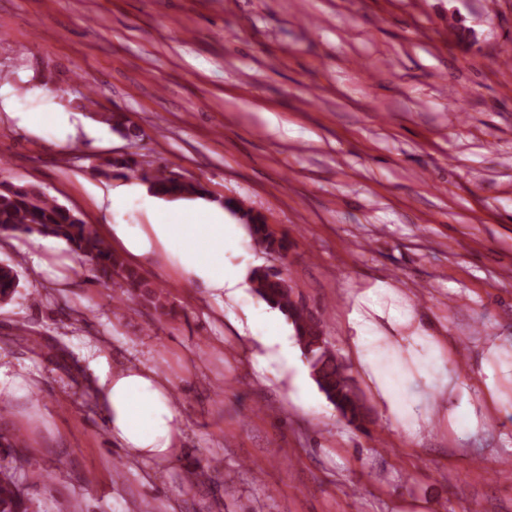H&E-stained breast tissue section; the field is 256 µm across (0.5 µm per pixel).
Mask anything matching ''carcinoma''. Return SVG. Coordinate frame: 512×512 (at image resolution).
Returning a JSON list of instances; mask_svg holds the SVG:
<instances>
[{
    "mask_svg": "<svg viewBox=\"0 0 512 512\" xmlns=\"http://www.w3.org/2000/svg\"><path fill=\"white\" fill-rule=\"evenodd\" d=\"M102 175L115 171H136V161L108 158L94 167ZM154 196L166 199H188L204 195V188L193 182L170 178L163 173L145 176ZM252 239L272 253L288 250L285 238L274 234L264 216L238 208ZM0 233L8 235H40L64 240L80 263L93 266L104 283L114 279L125 285V292L140 298L162 316L170 315L163 289L145 280L140 272L112 251L94 225L86 223L71 210L57 204L35 186L0 188ZM21 261L0 266V300L13 296L19 284L17 267ZM252 290L265 303L281 310L294 328L295 338L309 362L312 376L326 399L350 424L366 420L368 413L359 398L358 389L348 367L340 361L322 336L320 321L292 300L293 288L279 273L255 269L251 274ZM23 440L0 436V512H38L28 498L18 477L25 462Z\"/></svg>",
    "mask_w": 512,
    "mask_h": 512,
    "instance_id": "1",
    "label": "carcinoma"
}]
</instances>
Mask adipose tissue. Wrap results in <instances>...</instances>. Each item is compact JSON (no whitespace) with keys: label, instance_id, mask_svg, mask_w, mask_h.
Returning a JSON list of instances; mask_svg holds the SVG:
<instances>
[{"label":"adipose tissue","instance_id":"adipose-tissue-1","mask_svg":"<svg viewBox=\"0 0 512 512\" xmlns=\"http://www.w3.org/2000/svg\"><path fill=\"white\" fill-rule=\"evenodd\" d=\"M150 217V224L139 234H128L121 224L110 225L109 232L134 256L166 253L183 271L186 287L203 284L230 302L243 296V269L224 262L225 251L238 239L239 227L225 223L220 209L202 207L190 215L176 207L154 206ZM387 292L381 284L366 289L347 317L350 359L373 383L382 415L412 437L437 413L457 434L476 433L484 425L486 404L474 399L465 385L450 384L436 337L414 327L409 311L395 318L404 328L399 336L383 335L367 317V310H378V300ZM250 330L261 346L256 368L280 365L282 372L293 375L294 398L306 401L310 386L277 314L261 313ZM388 353L403 354L410 368L380 366V357ZM98 376L94 395L112 442L140 461L166 464L181 456L184 415L167 380L140 363L106 368Z\"/></svg>","mask_w":512,"mask_h":512}]
</instances>
